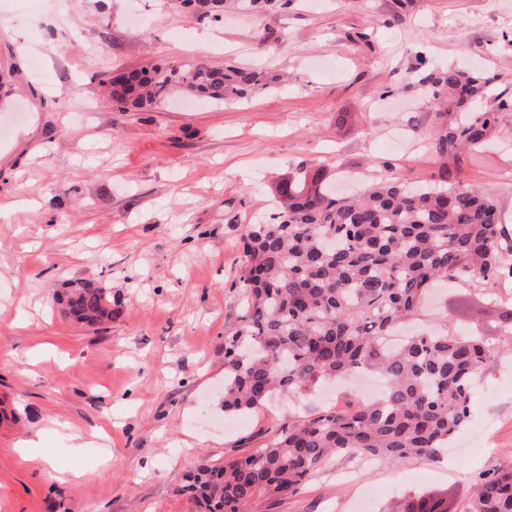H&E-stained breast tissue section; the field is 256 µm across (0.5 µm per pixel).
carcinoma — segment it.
<instances>
[{
  "label": "carcinoma",
  "instance_id": "1",
  "mask_svg": "<svg viewBox=\"0 0 512 512\" xmlns=\"http://www.w3.org/2000/svg\"><path fill=\"white\" fill-rule=\"evenodd\" d=\"M228 0H182L219 21ZM419 83L435 108L429 148L441 179L412 190L386 176L356 196L338 197L322 170L281 183L269 220L249 226L239 283L243 314L224 337V411L245 413L276 392L372 372L385 390L290 425L263 447L215 467L201 462L182 478L200 512H248L261 497L297 492L339 455L390 462L433 458L465 429L474 385L493 348L480 337L438 326L397 347L384 336L422 315L448 281L512 279V235L496 194L448 179L499 140L512 98L478 72L420 61ZM279 77L260 69L196 63L160 65L112 77V100L143 108L178 94L222 103L249 99ZM88 326L112 319V297L90 285L68 302ZM397 512H448V499L422 492ZM462 512H512V465L481 476Z\"/></svg>",
  "mask_w": 512,
  "mask_h": 512
}]
</instances>
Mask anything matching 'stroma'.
<instances>
[{
	"instance_id": "obj_1",
	"label": "stroma",
	"mask_w": 512,
	"mask_h": 512,
	"mask_svg": "<svg viewBox=\"0 0 512 512\" xmlns=\"http://www.w3.org/2000/svg\"><path fill=\"white\" fill-rule=\"evenodd\" d=\"M423 59L511 93L512 0H290L219 22L181 0H0V512H197L183 473L347 402L349 384H324L225 413L242 240L302 169L341 191L433 181ZM199 60L286 80L242 102L113 105L112 72ZM462 177L494 187L512 230V160L485 154ZM86 284L112 292L117 318L70 316ZM510 303L512 280L448 287L449 322L497 355L438 458L340 456L249 512H362L368 491L373 512L424 491L461 512L480 472L512 464Z\"/></svg>"
}]
</instances>
